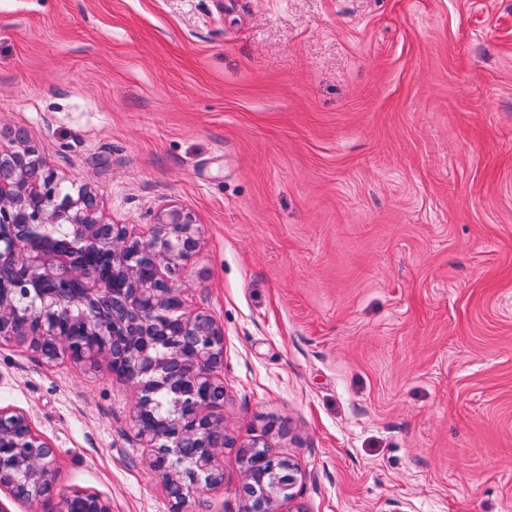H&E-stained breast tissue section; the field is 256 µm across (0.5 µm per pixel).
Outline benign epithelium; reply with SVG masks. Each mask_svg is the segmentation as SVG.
<instances>
[{
	"mask_svg": "<svg viewBox=\"0 0 512 512\" xmlns=\"http://www.w3.org/2000/svg\"><path fill=\"white\" fill-rule=\"evenodd\" d=\"M67 224L57 239L52 228ZM200 246L193 216L169 205L148 233L99 215L86 184L60 176L29 140L15 136L0 149V344L26 346L52 364L60 359L88 372L118 360L122 378L140 393L131 413L136 438L150 449L149 466L161 478L170 512H186L199 491L220 487L224 472V403L211 389L224 386V332L208 314L185 311L182 271ZM50 343L52 353L43 351ZM167 394L177 416L159 413ZM195 448L187 460L186 444ZM251 466L269 461L284 472L271 489L248 498L246 512H305L297 502L298 470L270 456L258 439L242 447ZM56 448L22 410L0 406V491L34 505L56 496ZM59 512H111L94 494L60 500Z\"/></svg>",
	"mask_w": 512,
	"mask_h": 512,
	"instance_id": "benign-epithelium-1",
	"label": "benign epithelium"
}]
</instances>
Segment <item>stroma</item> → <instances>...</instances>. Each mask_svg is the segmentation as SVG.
I'll return each instance as SVG.
<instances>
[{
	"label": "stroma",
	"mask_w": 512,
	"mask_h": 512,
	"mask_svg": "<svg viewBox=\"0 0 512 512\" xmlns=\"http://www.w3.org/2000/svg\"><path fill=\"white\" fill-rule=\"evenodd\" d=\"M145 231L189 211L239 446L305 512H512V0H0V132ZM137 389L0 346L58 493L168 512ZM239 448H242L240 454L243 462L249 466L246 472L247 483L250 480L251 467L255 462L270 461L273 465L277 464L281 472H288L287 475L282 476V480L278 477L273 481L271 491L263 488L261 493L249 496L247 512H305L302 505L297 502L298 493L295 491L299 481L298 470L290 461L270 456L267 449L269 446L258 439ZM279 503H288V510H278Z\"/></svg>",
	"instance_id": "obj_1"
}]
</instances>
